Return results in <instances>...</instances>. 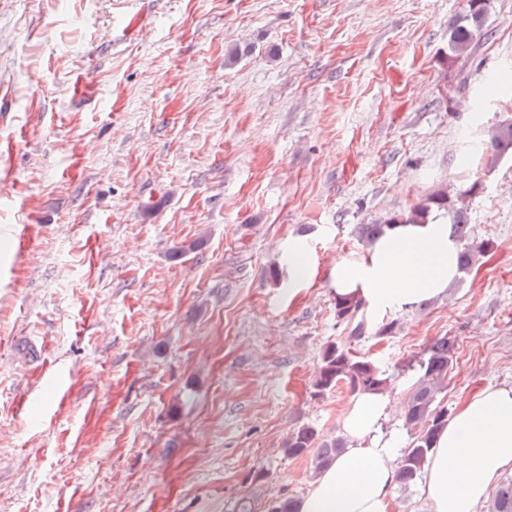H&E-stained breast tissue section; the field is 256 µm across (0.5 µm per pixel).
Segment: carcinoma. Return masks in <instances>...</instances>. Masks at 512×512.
Instances as JSON below:
<instances>
[{
  "label": "carcinoma",
  "instance_id": "carcinoma-1",
  "mask_svg": "<svg viewBox=\"0 0 512 512\" xmlns=\"http://www.w3.org/2000/svg\"><path fill=\"white\" fill-rule=\"evenodd\" d=\"M489 0H467L466 13L448 32V49L452 56L461 57L487 34ZM491 157L494 160L512 156V123L505 122L489 134ZM481 188L473 182L469 188L450 194L440 190L428 195L404 217L393 214L380 224H360L358 237L367 245L383 237L404 219L417 224L425 223L430 216L442 217L448 231L458 245L457 264L461 274L469 272L478 256L487 253L491 245L477 241L468 222L467 200ZM363 302L350 297L335 298L336 319L354 324L352 334L362 335ZM457 342L449 336L434 339L425 349L417 364H408L416 372V380L408 396L403 419L410 430L411 441L399 461L396 479L407 490L421 475L428 463L437 439L448 426V404L442 392L448 383V368L456 354ZM344 383L355 395L385 393L392 385V375L375 360L354 354L347 343L336 341L328 344L321 356V365L312 383V396L321 398ZM346 448L342 436L320 437L309 424L298 426L288 436L285 451L290 457H310L313 473L318 475L340 456ZM296 501L291 497H269L264 512H296ZM489 512H512V482L498 487Z\"/></svg>",
  "mask_w": 512,
  "mask_h": 512
}]
</instances>
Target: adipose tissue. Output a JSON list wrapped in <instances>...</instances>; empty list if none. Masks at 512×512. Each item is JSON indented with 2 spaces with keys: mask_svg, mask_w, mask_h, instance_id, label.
Segmentation results:
<instances>
[{
  "mask_svg": "<svg viewBox=\"0 0 512 512\" xmlns=\"http://www.w3.org/2000/svg\"><path fill=\"white\" fill-rule=\"evenodd\" d=\"M457 244L443 219L402 224L357 259L337 261L332 286L377 314L442 294L458 276ZM393 402L356 396L342 427L344 453L297 501V512H391L398 435L381 427ZM512 466V387L488 386L468 398L440 434L422 492L433 512H477L501 472Z\"/></svg>",
  "mask_w": 512,
  "mask_h": 512,
  "instance_id": "ef3b65f1",
  "label": "adipose tissue"
}]
</instances>
